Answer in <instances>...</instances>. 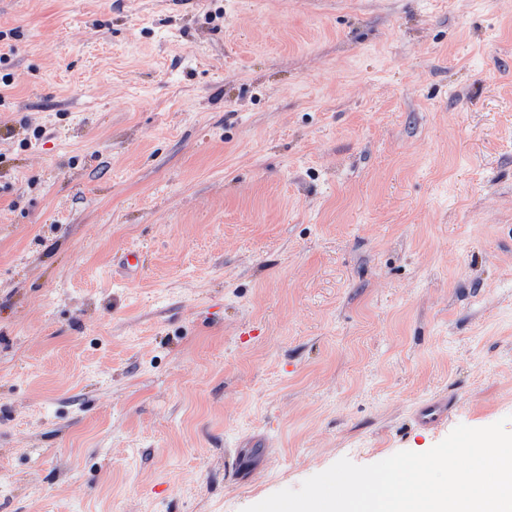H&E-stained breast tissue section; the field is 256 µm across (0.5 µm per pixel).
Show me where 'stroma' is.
Here are the masks:
<instances>
[{"mask_svg":"<svg viewBox=\"0 0 512 512\" xmlns=\"http://www.w3.org/2000/svg\"><path fill=\"white\" fill-rule=\"evenodd\" d=\"M2 77L0 512L512 433V0H0ZM451 405L450 396L426 399L416 407L414 421L421 430H435L447 420Z\"/></svg>","mask_w":512,"mask_h":512,"instance_id":"stroma-1","label":"stroma"}]
</instances>
